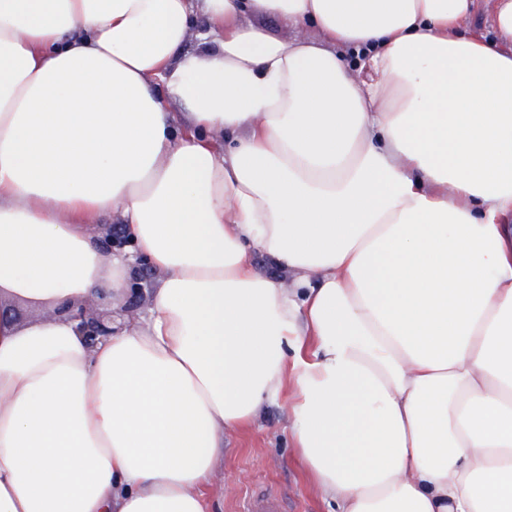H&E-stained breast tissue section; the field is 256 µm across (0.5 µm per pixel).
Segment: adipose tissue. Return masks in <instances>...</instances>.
I'll list each match as a JSON object with an SVG mask.
<instances>
[{
	"label": "adipose tissue",
	"instance_id": "1",
	"mask_svg": "<svg viewBox=\"0 0 512 512\" xmlns=\"http://www.w3.org/2000/svg\"><path fill=\"white\" fill-rule=\"evenodd\" d=\"M475 7L0 0V512H208L290 385L336 512H512V0ZM119 223V220L114 216L104 217L98 222L97 227L102 234V245L104 241L112 236L108 242V250L112 247V240L114 242L112 250L121 249L130 244L125 225ZM136 277L133 282H137L140 293L136 298V307L139 311H146L151 304V289L158 274L147 264L139 266L135 271ZM90 308L95 312L108 313L111 311L108 307L99 304H93ZM95 312L88 311L82 307L75 316L81 320V326L86 330L87 337L92 343L98 337L108 336L112 332L108 325L112 322V314H99Z\"/></svg>",
	"mask_w": 512,
	"mask_h": 512
}]
</instances>
